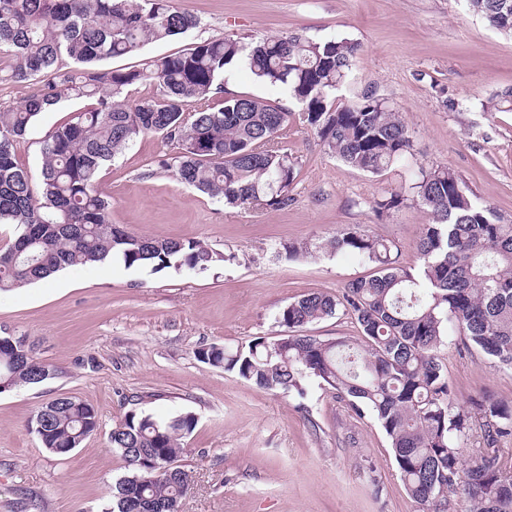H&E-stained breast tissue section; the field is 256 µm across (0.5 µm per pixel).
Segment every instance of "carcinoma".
<instances>
[{
  "mask_svg": "<svg viewBox=\"0 0 512 512\" xmlns=\"http://www.w3.org/2000/svg\"><path fill=\"white\" fill-rule=\"evenodd\" d=\"M467 9L501 33L512 34V0H464ZM198 21L171 0H0V79L34 81L17 108L0 111V224L14 236L0 247V292L43 281L75 265L121 259L128 267L203 272L224 260L196 241L134 234L112 228V202L97 187L101 168L142 134H160L176 148L161 161L183 184L232 207L288 204L297 159L276 144L291 112L276 101L224 93V72L246 64L260 82L284 90L336 159L379 176L413 151L402 113L367 90L338 95L347 83L358 45L315 41L298 34L257 41L224 38L185 52L154 57L145 67L102 70L99 63L133 55L146 44L176 38ZM149 82L152 96L129 98ZM224 94L221 107L185 113L189 99ZM63 99L88 104L50 133L38 177L15 161L16 144L39 115ZM487 108L512 111V90ZM421 206L418 260H401L393 241L344 227L326 244L373 265L342 296L305 294L277 313L285 336H256L229 350L210 345L199 361L222 367L264 390L304 395L317 378L359 416L370 414L385 432L409 497L419 512H438L451 496L469 512H512V466L498 444L512 438V405L482 394L460 406L440 360L455 334L493 363L512 369V222L470 195L446 166L419 168L406 190H387L377 213ZM348 315L362 343L307 333L317 322ZM20 338L0 336V389L36 385L50 369ZM484 427L485 452L465 465L462 444L475 420ZM197 418L169 420L129 412L109 434L128 476L105 512H179L191 476L175 465L182 439ZM30 427L42 447L66 455L99 428L93 407L61 396L38 408Z\"/></svg>",
  "mask_w": 512,
  "mask_h": 512,
  "instance_id": "cac0c4a2",
  "label": "carcinoma"
}]
</instances>
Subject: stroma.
Instances as JSON below:
<instances>
[{
  "instance_id": "35a3bbf8",
  "label": "stroma",
  "mask_w": 512,
  "mask_h": 512,
  "mask_svg": "<svg viewBox=\"0 0 512 512\" xmlns=\"http://www.w3.org/2000/svg\"><path fill=\"white\" fill-rule=\"evenodd\" d=\"M199 24L101 62L130 69L192 44L299 33L359 44L351 86L375 87L400 109L414 151L384 175L338 161L299 107L278 145L298 161L290 201L279 209L232 208L180 184L160 160L174 148L137 138L103 167L98 187L110 221L139 235L194 240L224 254L205 272L128 268L121 260L72 266L48 281L0 293V336L26 337L51 376L0 393V512H103L127 473L108 442L124 415L194 413L178 463L194 486L182 512H417L378 423L357 416L318 379L298 397L266 391L197 360L210 345L237 347L284 332L275 317L310 292L341 295L371 272L351 255L282 256L288 242L321 243L351 226L392 240L416 260L426 215L409 204L377 216L388 188H406L418 168L453 170L473 197L512 221V112L487 109L512 88V37L489 28L463 0H172ZM224 90L289 104L245 66L224 74ZM64 100L42 113L15 149L38 174L41 146L81 109ZM456 401L488 393L512 404V369L453 339L441 352ZM75 396L98 413L99 429L65 456L43 448L27 424L44 403Z\"/></svg>"
}]
</instances>
